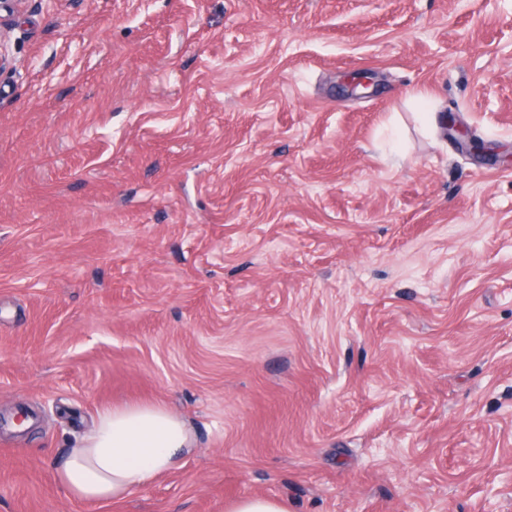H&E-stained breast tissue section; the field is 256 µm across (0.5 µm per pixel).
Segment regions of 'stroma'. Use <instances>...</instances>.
I'll use <instances>...</instances> for the list:
<instances>
[{
    "label": "stroma",
    "instance_id": "stroma-1",
    "mask_svg": "<svg viewBox=\"0 0 512 512\" xmlns=\"http://www.w3.org/2000/svg\"><path fill=\"white\" fill-rule=\"evenodd\" d=\"M0 17V512H512V0ZM132 403L191 452L72 500ZM190 448L186 422L163 406L104 408L55 477L71 499L118 503L174 469ZM228 512H288L287 505L277 499L249 497L233 503Z\"/></svg>",
    "mask_w": 512,
    "mask_h": 512
}]
</instances>
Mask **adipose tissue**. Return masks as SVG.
<instances>
[{
    "label": "adipose tissue",
    "mask_w": 512,
    "mask_h": 512,
    "mask_svg": "<svg viewBox=\"0 0 512 512\" xmlns=\"http://www.w3.org/2000/svg\"><path fill=\"white\" fill-rule=\"evenodd\" d=\"M190 448L186 422L163 406L105 408L94 430L68 450L56 481L71 499L118 503L174 469Z\"/></svg>",
    "instance_id": "ef3b65f1"
}]
</instances>
